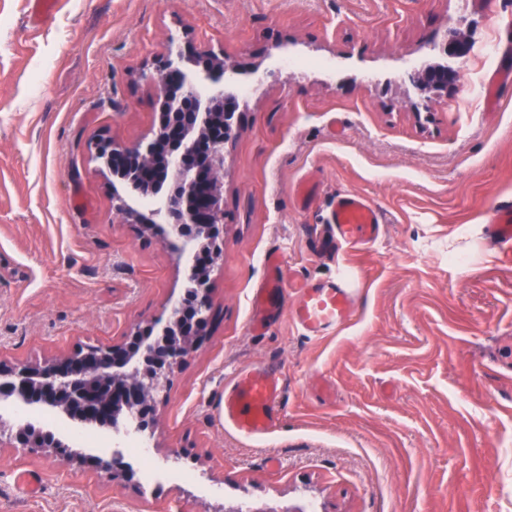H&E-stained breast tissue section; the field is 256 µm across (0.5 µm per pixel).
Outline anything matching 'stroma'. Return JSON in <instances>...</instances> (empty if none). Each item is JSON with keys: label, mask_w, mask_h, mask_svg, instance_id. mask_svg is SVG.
Segmentation results:
<instances>
[{"label": "stroma", "mask_w": 512, "mask_h": 512, "mask_svg": "<svg viewBox=\"0 0 512 512\" xmlns=\"http://www.w3.org/2000/svg\"><path fill=\"white\" fill-rule=\"evenodd\" d=\"M29 11L0 0V363L128 341L184 300L183 263L114 210L97 157L157 130L158 59L224 58L235 129L210 316L160 395L155 474L135 461L109 480L91 463L108 429L34 406L25 421L89 461L0 439V512H512V258L486 239L512 202V86L493 106L469 91L512 70V0H56L36 25ZM450 38L475 43L466 68ZM423 64L459 68L457 85L420 90ZM339 193L385 223L335 259L315 244ZM274 252L288 279L347 273L352 321L313 339L286 303L253 332ZM245 368L281 381L262 437L220 415Z\"/></svg>", "instance_id": "stroma-1"}]
</instances>
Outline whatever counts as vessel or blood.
<instances>
[{
  "instance_id": "b4317fda",
  "label": "vessel or blood",
  "mask_w": 512,
  "mask_h": 512,
  "mask_svg": "<svg viewBox=\"0 0 512 512\" xmlns=\"http://www.w3.org/2000/svg\"><path fill=\"white\" fill-rule=\"evenodd\" d=\"M330 241L349 247L374 241L381 231L379 213L356 194L337 196L327 218ZM489 241L503 253L512 252V203L492 210ZM269 275L254 292L256 314L283 302L287 289L278 255L267 259ZM290 314L304 335L320 337L346 326L355 313V289L348 276L339 275L304 283ZM281 395L277 377L263 371L237 374L231 391L224 395V421L239 434H267L273 426Z\"/></svg>"
}]
</instances>
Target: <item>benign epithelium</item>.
I'll list each match as a JSON object with an SVG mask.
<instances>
[{"label":"benign epithelium","mask_w":512,"mask_h":512,"mask_svg":"<svg viewBox=\"0 0 512 512\" xmlns=\"http://www.w3.org/2000/svg\"><path fill=\"white\" fill-rule=\"evenodd\" d=\"M185 57L167 59L160 68V83L166 95L175 97V119L148 141L101 153L107 161L130 160L148 177L164 166L175 173L172 191L155 201L150 222L171 224L181 244L175 248L185 261L188 278L195 284L194 323L200 330L210 308L207 274L199 261V243L215 242L224 219L215 172L224 168V144L232 135V122L216 117L209 108L222 98L212 93L221 81L229 82L234 71L217 58L195 70L182 65ZM458 73L437 67L424 74L433 89H446ZM195 349L193 338H180L159 345H147L134 336L123 345H97L44 365L5 367L0 364V399L23 409L38 405L59 411L81 423L104 421L117 439L145 435L156 414L161 382ZM20 423L12 436L17 448L49 452L64 464L82 458L54 439L49 432L30 431ZM120 449L95 459V466L117 480L131 477L119 462Z\"/></svg>","instance_id":"1"}]
</instances>
